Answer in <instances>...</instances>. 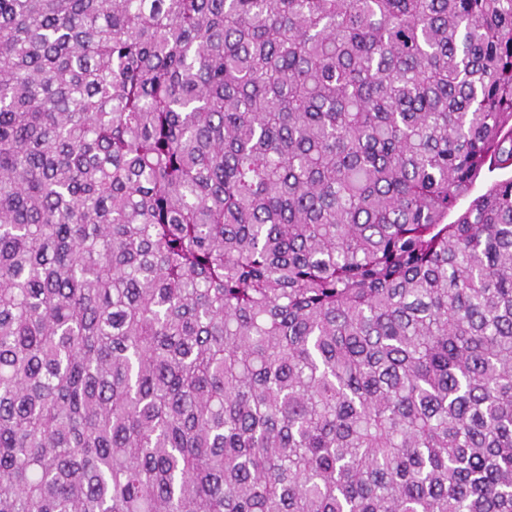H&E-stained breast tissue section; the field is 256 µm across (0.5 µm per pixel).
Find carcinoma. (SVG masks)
<instances>
[{
	"mask_svg": "<svg viewBox=\"0 0 512 512\" xmlns=\"http://www.w3.org/2000/svg\"><path fill=\"white\" fill-rule=\"evenodd\" d=\"M512 0H0V512H512Z\"/></svg>",
	"mask_w": 512,
	"mask_h": 512,
	"instance_id": "carcinoma-1",
	"label": "carcinoma"
}]
</instances>
